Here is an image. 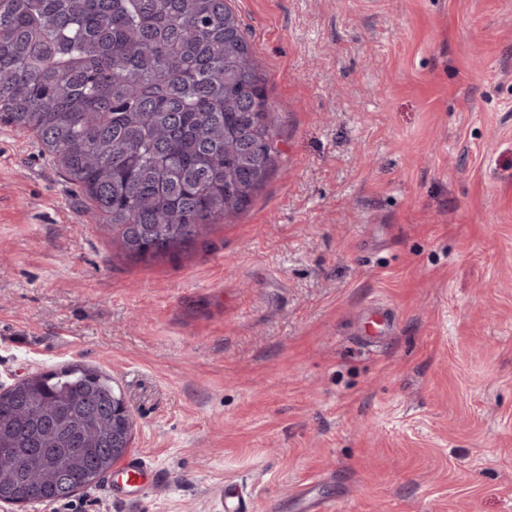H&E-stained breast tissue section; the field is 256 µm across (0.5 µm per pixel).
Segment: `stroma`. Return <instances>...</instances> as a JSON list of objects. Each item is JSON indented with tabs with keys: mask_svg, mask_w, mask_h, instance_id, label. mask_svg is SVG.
Instances as JSON below:
<instances>
[{
	"mask_svg": "<svg viewBox=\"0 0 512 512\" xmlns=\"http://www.w3.org/2000/svg\"><path fill=\"white\" fill-rule=\"evenodd\" d=\"M232 5L279 132L234 223L128 256L0 126V383L102 369L153 474L23 512H301L309 477L338 512H512V0ZM220 510L224 512H246L250 508L248 496L236 485L221 486L219 489Z\"/></svg>",
	"mask_w": 512,
	"mask_h": 512,
	"instance_id": "obj_1",
	"label": "stroma"
}]
</instances>
